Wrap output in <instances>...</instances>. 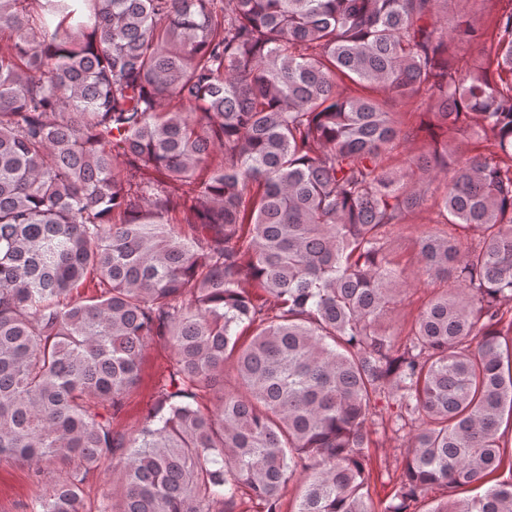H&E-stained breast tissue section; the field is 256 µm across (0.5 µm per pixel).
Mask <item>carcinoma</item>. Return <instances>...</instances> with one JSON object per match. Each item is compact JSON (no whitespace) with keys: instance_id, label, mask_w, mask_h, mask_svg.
<instances>
[{"instance_id":"cac0c4a2","label":"carcinoma","mask_w":512,"mask_h":512,"mask_svg":"<svg viewBox=\"0 0 512 512\" xmlns=\"http://www.w3.org/2000/svg\"><path fill=\"white\" fill-rule=\"evenodd\" d=\"M448 2L0 0V458L65 465L30 512H85L103 462L98 512H281L295 477L294 512H375L390 421L384 512H512V478L454 498L512 430V0ZM425 209L453 288L398 346L389 246ZM153 342L174 363L119 432ZM409 427L395 433L388 428L386 434L379 433L376 445L369 448L370 478L368 496L372 506L379 512L391 502L394 480L400 474L403 460L410 444ZM113 472L109 463L102 464L97 470L90 473L84 486V499L88 512H95L99 499L112 493Z\"/></svg>"}]
</instances>
